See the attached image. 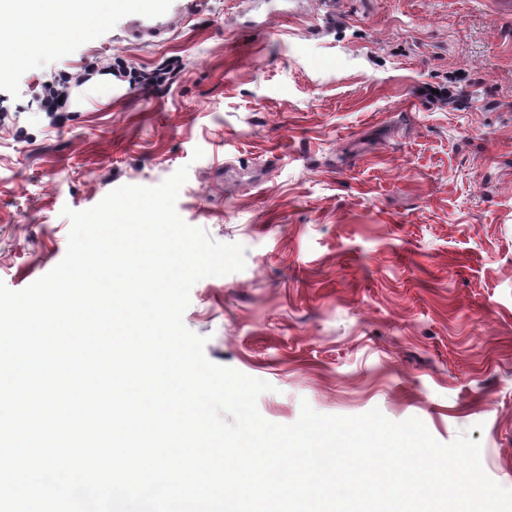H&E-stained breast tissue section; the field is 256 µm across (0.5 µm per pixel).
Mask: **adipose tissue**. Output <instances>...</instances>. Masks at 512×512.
I'll return each mask as SVG.
<instances>
[{"label": "adipose tissue", "instance_id": "obj_1", "mask_svg": "<svg viewBox=\"0 0 512 512\" xmlns=\"http://www.w3.org/2000/svg\"><path fill=\"white\" fill-rule=\"evenodd\" d=\"M156 0H0V16L8 18V35L17 46L40 38L52 46L63 43L70 16L85 29L115 10L148 9Z\"/></svg>", "mask_w": 512, "mask_h": 512}]
</instances>
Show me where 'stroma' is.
I'll return each instance as SVG.
<instances>
[{
	"label": "stroma",
	"mask_w": 512,
	"mask_h": 512,
	"mask_svg": "<svg viewBox=\"0 0 512 512\" xmlns=\"http://www.w3.org/2000/svg\"><path fill=\"white\" fill-rule=\"evenodd\" d=\"M498 0H159L163 37L118 10L61 47L0 46V281L64 257L63 209L188 167L176 209L245 248L191 289L206 357L271 384L289 425L377 408L465 433L512 487V13ZM121 58L152 69L145 91ZM64 111L40 99L61 73ZM448 86L468 105L419 90ZM204 152L193 160L195 149ZM116 66V67H115ZM180 72L179 66L173 63L161 65L159 68H155L149 71H141L138 75L132 73L131 70L127 71V66L121 61H118L113 66L112 76L115 77H127L133 74L134 79L138 80V83L145 86H152L160 83H166L173 80ZM128 74V75H127Z\"/></svg>",
	"instance_id": "1"
}]
</instances>
